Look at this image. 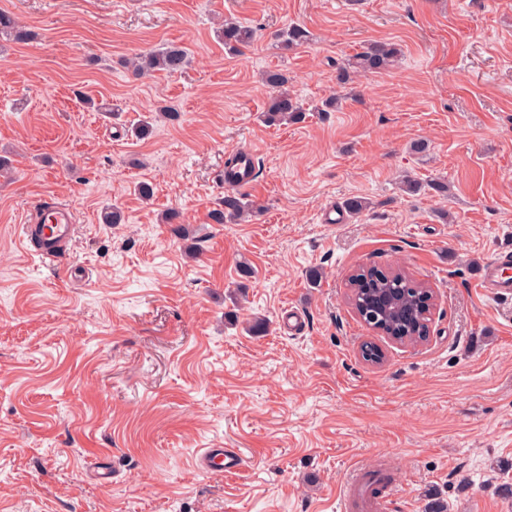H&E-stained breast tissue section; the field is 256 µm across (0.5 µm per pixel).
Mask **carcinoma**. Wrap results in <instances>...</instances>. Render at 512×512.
<instances>
[{"mask_svg": "<svg viewBox=\"0 0 512 512\" xmlns=\"http://www.w3.org/2000/svg\"><path fill=\"white\" fill-rule=\"evenodd\" d=\"M0 34H6L17 42L33 38L31 31L21 26L11 15L0 12ZM224 48L230 52H239L254 40V30L232 18L224 20L220 30ZM279 44L290 50L306 40V32L297 26H290L277 34ZM398 48L384 41L368 43L361 52L344 63L338 72V79L344 81L349 71L360 73L377 72L388 69L398 62ZM192 54L182 45H166L140 53L128 62L131 73L139 78L155 72L168 75L183 73L191 64ZM265 84L271 87L273 95L263 112L261 119L269 126L282 123H299L304 120L303 109L288 93V77L280 70H269ZM173 120L176 111L168 106L159 109L155 115L141 120L132 128L138 139L148 138L153 131V124L159 119ZM257 213V208L236 188L224 192L220 208L211 213L217 224H236ZM160 221L170 226L171 233L186 238L190 235L183 222L182 213L174 208L165 210ZM349 301L365 323L374 318L383 325L391 336L399 342L416 344L422 341L424 323L429 321L427 306L422 296L423 284L415 282L401 269L370 272L364 268L353 273L349 278Z\"/></svg>", "mask_w": 512, "mask_h": 512, "instance_id": "1", "label": "carcinoma"}]
</instances>
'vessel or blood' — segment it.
Listing matches in <instances>:
<instances>
[{
  "label": "vessel or blood",
  "instance_id": "b4317fda",
  "mask_svg": "<svg viewBox=\"0 0 512 512\" xmlns=\"http://www.w3.org/2000/svg\"><path fill=\"white\" fill-rule=\"evenodd\" d=\"M76 228V215L65 203L44 201L38 204L28 221L20 226V237L30 241L39 236L45 243L40 254L45 265L53 267L66 258L64 246L71 241ZM512 268V249L498 252L485 262L478 275V286L492 296L512 295V278L507 271ZM244 464L243 455L234 448H207L197 457L196 465L202 471L220 470L227 473L238 471ZM384 458L377 457L349 469L340 483L338 505L340 512H386L388 501L394 495L396 484L386 475ZM384 471L385 491L372 494L369 475L373 471Z\"/></svg>",
  "mask_w": 512,
  "mask_h": 512
}]
</instances>
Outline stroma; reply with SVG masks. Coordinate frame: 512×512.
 <instances>
[{
	"label": "stroma",
	"mask_w": 512,
	"mask_h": 512,
	"mask_svg": "<svg viewBox=\"0 0 512 512\" xmlns=\"http://www.w3.org/2000/svg\"><path fill=\"white\" fill-rule=\"evenodd\" d=\"M1 10L36 38L0 37V512H336L349 467L378 453L400 486L395 512H512V299L476 285L512 248V0ZM227 17L257 29L236 56L215 36ZM291 25L307 39L284 51L276 35ZM373 41L397 44L399 65L339 84ZM171 43L192 52L181 75L123 65ZM278 69L306 118L269 127L262 76ZM330 97L339 107L322 111ZM163 103L178 119L137 139L132 123ZM239 150L256 157L241 191L261 213L216 224ZM405 175L421 192L403 191ZM352 197L367 209L324 222ZM45 200L79 219L55 268L17 233ZM106 206L123 223H100ZM169 208L197 258L160 223ZM361 267L435 290L426 342L364 324L347 300ZM289 305L305 314L297 335L282 327ZM256 316L260 336L245 330ZM367 342L382 364L363 359ZM201 448L239 449L245 464L200 471Z\"/></svg>",
	"instance_id": "1"
}]
</instances>
